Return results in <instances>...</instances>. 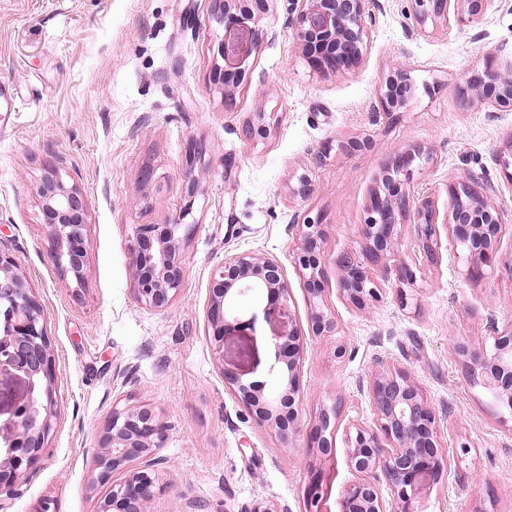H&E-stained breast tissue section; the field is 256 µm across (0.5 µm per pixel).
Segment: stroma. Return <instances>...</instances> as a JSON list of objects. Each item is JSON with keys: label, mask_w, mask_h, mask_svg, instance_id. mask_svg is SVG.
Segmentation results:
<instances>
[{"label": "stroma", "mask_w": 512, "mask_h": 512, "mask_svg": "<svg viewBox=\"0 0 512 512\" xmlns=\"http://www.w3.org/2000/svg\"><path fill=\"white\" fill-rule=\"evenodd\" d=\"M261 38L232 93L218 81L224 23L214 0H0V247L16 260L43 308L55 357L57 417L44 457L0 495V512H97L91 488L99 426L113 407L153 406L166 429L154 450L163 483L154 512H248L270 500L304 512L321 477L322 512H339L355 476L346 434L372 427L369 386L403 370L436 413L444 462L414 501L416 512H512V414L470 374L454 346L491 349L512 327V109L470 100L472 75L512 71V0L477 22L417 27L410 0H369L360 62L331 73L309 63L289 24L291 0H270ZM413 94L397 116L379 113L395 70ZM264 114L269 131L247 138ZM367 137L361 151L338 141ZM420 150L414 200L448 210V185L492 183L502 212L499 245L479 275L446 225L436 262L416 246L414 213L397 217L393 247L372 262L364 224L391 159ZM88 203L87 273L65 277L35 189L44 164ZM197 177L195 191L182 179ZM308 184L295 194L300 175ZM189 217L185 276L164 309L137 298L130 250L136 224ZM324 226L325 297L332 336H313L295 267L296 225ZM262 253L282 263L291 314L304 336L295 431L280 439L231 393L225 372L263 382L274 324L257 302L249 328L228 331L216 354L208 312L213 272L226 257ZM353 255L377 288L364 307L341 293L336 259ZM411 268L416 280L400 277ZM343 358H336L337 346ZM339 409L330 454L312 443L321 409Z\"/></svg>", "instance_id": "35a3bbf8"}]
</instances>
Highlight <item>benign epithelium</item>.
Segmentation results:
<instances>
[{
    "label": "benign epithelium",
    "mask_w": 512,
    "mask_h": 512,
    "mask_svg": "<svg viewBox=\"0 0 512 512\" xmlns=\"http://www.w3.org/2000/svg\"><path fill=\"white\" fill-rule=\"evenodd\" d=\"M299 12L291 21L298 42L304 47L317 41L328 49L315 67L336 72L356 65L363 56L365 14L368 0H294ZM418 24L429 18L450 22V15L464 13L471 21L481 19L494 0H411ZM269 8V0H251V7L239 14L233 0H224V39L221 57L224 66V93L228 74L244 66L252 56L260 36L256 26ZM410 86L402 70L389 76L381 88L379 104L391 115L407 101L401 89ZM473 102L483 106L512 108V75L487 67L474 74L470 83ZM415 155L399 156L382 180L383 189L372 198L365 224L368 253L374 263L385 258L392 245L396 215L410 207V197L402 192L408 182ZM495 192L492 184L478 189L466 184L448 185L446 224L452 237L464 248L469 270L478 273L497 248L501 230L500 210L488 202ZM44 223L51 236L53 258L62 274L76 281L86 275L85 248L88 224L87 200L74 186L63 182L59 163L45 165L37 186ZM421 224V244L430 260L436 259V211L430 201L416 206ZM182 224H136L132 234L133 267L140 302L151 308L168 306L177 295L184 277L181 251ZM300 251L298 272L306 285L311 330L315 336H332L338 325L325 300L322 288L324 267L322 225L305 219L298 225ZM336 263L347 272L341 291L353 304H362L375 295L371 280L359 270L355 257L343 254ZM266 297L264 313L274 318V362L270 383H245L226 374L233 394L266 427L281 439H288L298 415L301 386L298 366L304 334L293 324L289 301L291 286L278 260L264 254L241 253L224 259L213 279L209 319L215 350L223 352L224 333L246 326L240 317L244 297ZM0 381L15 378L24 384L23 398L8 419L0 423V494L8 493L20 475L38 461L48 447L57 401L54 388L55 359L44 323L43 309L18 271L14 258L0 250ZM466 359L471 375L491 391L498 403L512 413V328L494 337L493 349L477 350L465 342L456 345ZM370 401L377 416L374 428L357 426L349 433L348 464L358 475L340 504V512H387L380 489L385 481L398 501L397 512H415L412 495L422 476L440 467L443 455L435 429V413L419 389L403 371L376 377L370 385ZM336 420V410L323 411L315 420L312 439L318 451L327 454L325 433ZM164 436V425L156 411L146 404L115 407L99 431L92 484L110 486L99 503L98 512H150V504L160 492L158 460L153 451ZM142 466L135 469L132 463ZM123 478L115 480V475ZM321 483H311L305 512H320Z\"/></svg>",
    "instance_id": "obj_1"
}]
</instances>
